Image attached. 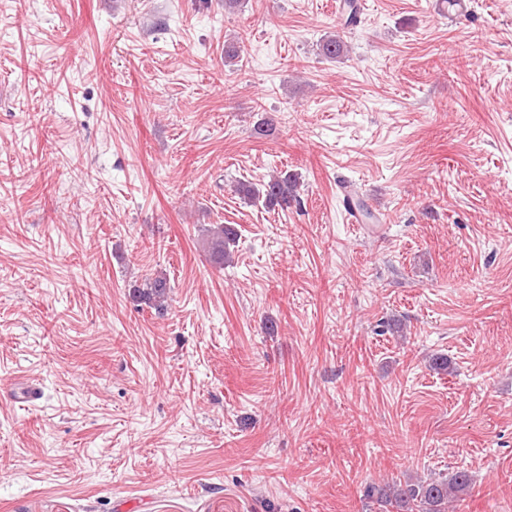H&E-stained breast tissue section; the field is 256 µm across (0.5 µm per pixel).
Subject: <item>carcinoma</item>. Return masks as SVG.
I'll return each instance as SVG.
<instances>
[{"mask_svg":"<svg viewBox=\"0 0 512 512\" xmlns=\"http://www.w3.org/2000/svg\"><path fill=\"white\" fill-rule=\"evenodd\" d=\"M344 50L345 43L336 34L326 36L320 43V53L329 59L339 58ZM298 186L296 174L276 170L258 185L238 182L235 191L244 199L258 202L269 210L277 208L284 211L300 204ZM236 238L237 231L230 224H215L206 229L205 249L213 263L220 267L231 263ZM170 290L166 275L158 273L134 284L129 296L137 306L145 305L162 315L167 309ZM472 484L470 473L461 470L403 487L390 483L371 486L368 494L377 495L380 502L392 506L396 512H448V502L467 492Z\"/></svg>","mask_w":512,"mask_h":512,"instance_id":"obj_1","label":"carcinoma"}]
</instances>
